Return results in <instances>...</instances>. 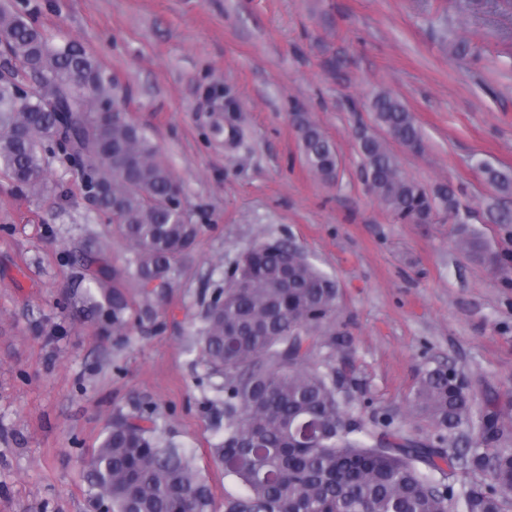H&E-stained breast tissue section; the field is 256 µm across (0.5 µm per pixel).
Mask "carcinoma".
Here are the masks:
<instances>
[{"label":"carcinoma","mask_w":512,"mask_h":512,"mask_svg":"<svg viewBox=\"0 0 512 512\" xmlns=\"http://www.w3.org/2000/svg\"><path fill=\"white\" fill-rule=\"evenodd\" d=\"M0 172L27 193L40 192L47 155L77 169L86 193L129 245L144 293L169 287L175 261L195 243L199 225L145 129L127 115L111 76L79 41H57L28 10L0 5ZM377 126L400 145L423 146L414 116L388 92L374 96ZM305 163L337 179L335 144L304 112L296 115ZM358 149L368 189L401 222L421 223L443 206L459 210L456 191H428L400 172L386 142L361 127ZM502 192L512 178L485 169ZM456 245L474 260L501 262L467 224ZM107 246L88 241L82 260L99 266L81 289L96 320L120 336L132 302L127 270L101 261ZM339 288L294 244L267 240L238 261L206 305L200 331L206 365L224 378V440L214 454L244 492L225 512H505L512 494V452L488 444L512 439L499 404L478 408L453 368L425 370L410 397L432 431L420 439L392 417L355 414L352 369L330 367L315 348L336 313ZM479 424L480 439L468 433ZM96 508L109 512H212L211 488L193 454L164 440L154 410L117 412L88 458ZM490 477L455 487L445 468Z\"/></svg>","instance_id":"cac0c4a2"}]
</instances>
